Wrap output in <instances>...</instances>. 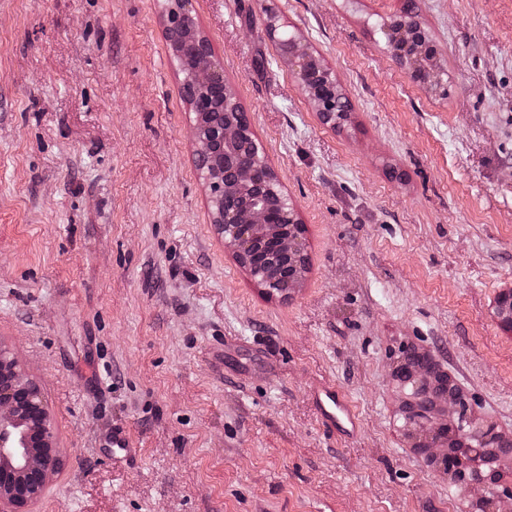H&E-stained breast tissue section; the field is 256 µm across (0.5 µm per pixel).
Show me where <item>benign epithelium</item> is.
<instances>
[{"mask_svg":"<svg viewBox=\"0 0 512 512\" xmlns=\"http://www.w3.org/2000/svg\"><path fill=\"white\" fill-rule=\"evenodd\" d=\"M192 0H169L165 28L177 16L194 20ZM271 24L268 35L288 57L299 89L317 107L326 122H335L336 77L326 68L310 69L309 52L291 37L276 36ZM406 43L392 50L393 57L415 74L416 59L437 60V49L420 27L405 36ZM176 59L192 66L180 82V93L191 109L194 163L209 195L212 223L236 261L252 280L272 296L284 300L299 288L296 259L307 255L303 234L292 200L272 169L264 163V150L251 129L249 114L227 107L229 85L224 70L213 59V47L199 29L185 37ZM405 361L392 369L396 382L403 430L424 439L418 447L440 460L448 478L465 492L479 491L475 507L483 512H505L512 505V483L499 479L498 470L484 471L480 457L484 448L501 437L497 428L470 414L464 394L443 384L433 407L416 408L432 381L430 362L407 370ZM469 438L468 454L451 457L448 438ZM61 465L54 445L51 415L40 387L24 377L16 358L0 345V512H28L40 500Z\"/></svg>","mask_w":512,"mask_h":512,"instance_id":"obj_1","label":"benign epithelium"}]
</instances>
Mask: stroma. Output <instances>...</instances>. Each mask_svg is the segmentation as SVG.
<instances>
[{"mask_svg":"<svg viewBox=\"0 0 512 512\" xmlns=\"http://www.w3.org/2000/svg\"><path fill=\"white\" fill-rule=\"evenodd\" d=\"M403 4L193 2L304 228L284 300L216 233L163 0H0V343L63 458L32 512H469L389 366L428 353L512 434V0H416L437 89L386 44ZM272 18L334 73L346 123L320 122ZM318 383L356 434L327 428ZM313 399L324 418L326 426L333 432L353 433L358 419L345 396L336 387L320 385L313 389Z\"/></svg>","mask_w":512,"mask_h":512,"instance_id":"stroma-1","label":"stroma"}]
</instances>
